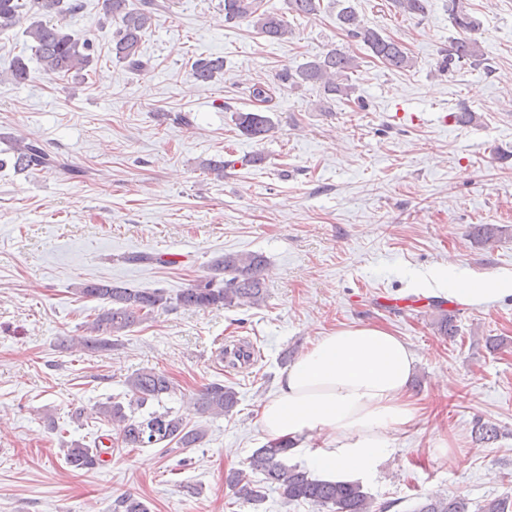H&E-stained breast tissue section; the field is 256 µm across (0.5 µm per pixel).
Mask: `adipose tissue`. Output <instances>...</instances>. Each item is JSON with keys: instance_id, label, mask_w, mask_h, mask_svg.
<instances>
[{"instance_id": "ef3b65f1", "label": "adipose tissue", "mask_w": 512, "mask_h": 512, "mask_svg": "<svg viewBox=\"0 0 512 512\" xmlns=\"http://www.w3.org/2000/svg\"><path fill=\"white\" fill-rule=\"evenodd\" d=\"M436 282L466 304L512 293V278L461 276L440 270ZM411 346L383 328L356 324L317 339L282 373L258 423L271 439L314 443L313 466L333 478L367 472L389 446V431L414 424L409 386Z\"/></svg>"}]
</instances>
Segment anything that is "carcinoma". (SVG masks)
Wrapping results in <instances>:
<instances>
[{
    "label": "carcinoma",
    "mask_w": 512,
    "mask_h": 512,
    "mask_svg": "<svg viewBox=\"0 0 512 512\" xmlns=\"http://www.w3.org/2000/svg\"><path fill=\"white\" fill-rule=\"evenodd\" d=\"M224 23L234 24L250 18L256 31L269 40L282 41L293 35L283 15L265 8L264 0H223ZM397 7L408 15H422L427 11L428 0H395ZM288 12L308 17L318 11V0H286ZM336 21L346 36L363 44L373 57L392 70L407 71L415 61L403 44L365 26L349 0L338 3ZM107 17L115 23L112 38V55L134 72L148 67L140 51L143 34L151 28L157 11L154 0H143L134 5L129 0H103ZM83 8L80 0H0V32L13 28L21 14L30 15L25 35L31 40V50L42 64L44 71L58 77L78 76L89 67L93 42L74 37L64 23V15ZM448 15L454 27L473 31L477 22L459 5V0H449ZM484 50L477 39L457 38L444 58V68L451 70L463 62H478ZM359 68L358 57L343 48H331L299 65L285 68L278 80L291 88L313 86L328 98L350 100L355 87L349 74ZM192 78L208 83L224 72V58L198 57L190 65ZM31 72L22 58H16L10 69V80L21 85L30 80ZM250 97L256 103L252 112H239L236 124L240 132L250 139L262 141L275 130L267 115L268 103L273 99L269 87L254 85ZM7 156L0 158V168L9 166L18 173L43 170L68 171L69 166L51 154L45 145L34 138H9ZM265 259L257 253H226L214 259L211 274L194 281L176 297L168 296L160 288L141 290L119 286L115 283L88 282L77 288L83 298L103 302L99 313L89 325V336L74 338L62 336L59 346L69 350L87 351L112 347V337L119 336L144 321L158 308L171 306L187 309L229 308L263 303L267 296L264 278ZM444 301L434 300L437 310L436 327L443 336L455 333L454 315L443 309ZM127 400L107 399L97 402L91 412L77 409L71 419L79 424L92 419L107 422L112 430L89 446L73 441L67 447L66 464L76 470L90 471L99 465L101 439L121 448H146L170 444L178 448H195L206 437V430L192 426L186 418L170 408L148 410L146 406L175 393L171 378L153 369H144L129 375L125 381ZM239 402L238 392L230 386L212 382L198 391L193 407L199 414L229 416ZM475 439L481 443L495 441L499 428L488 422L478 421L473 427ZM292 439L281 438L256 449L248 458L247 466L228 473L226 483L234 495L244 502L256 504L263 500L262 491L250 474L262 475V483L277 489L287 502H306L328 512H370L371 497L358 481H335L312 476L298 465H288L286 458L294 447ZM116 512H150L147 505L133 494H125L115 504ZM413 512H469L468 503L458 498L428 497Z\"/></svg>",
    "instance_id": "1"
}]
</instances>
